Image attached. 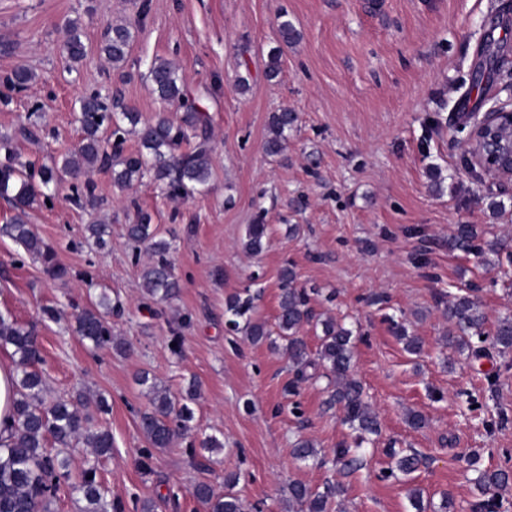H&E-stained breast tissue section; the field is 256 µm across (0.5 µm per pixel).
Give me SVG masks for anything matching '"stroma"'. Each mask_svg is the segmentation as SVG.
<instances>
[{"mask_svg":"<svg viewBox=\"0 0 512 512\" xmlns=\"http://www.w3.org/2000/svg\"><path fill=\"white\" fill-rule=\"evenodd\" d=\"M504 2L0 0V137H10L21 159L48 164L73 151L82 138L74 104L94 91H120L146 120L160 111L179 115L177 104L151 92L146 73L156 58L177 65L188 95L210 117L208 194L172 200L149 177L122 189L104 165L90 175L99 212L62 195L29 210V224L68 269L66 280L50 279L39 261L0 238V311L34 326L50 398L86 389L111 404L109 414L93 416L112 433L111 455L71 449L72 474L95 466L125 512H140L146 500L155 512H203L192 486L206 478L223 491L230 473L240 476L235 493L258 512H285L292 481L340 483L343 512H413V487L436 506L450 495L448 512H472L480 494L469 456L478 454L481 468L512 471V352L474 362L443 339L444 308L457 287L476 289L487 328L512 314V213L497 218L486 207L492 195L512 206V184L468 164L473 121L459 110L486 53L512 69V9ZM281 12L299 33L288 45L277 32ZM129 21L133 39L116 68L101 51L104 31ZM74 23L86 51L78 63L62 53ZM275 49L281 71L270 80ZM20 69L35 75L22 98L7 84ZM242 77L247 86H239ZM285 108L296 113V128L284 151L271 155L268 120ZM34 112L41 116L35 137L19 136ZM432 165L445 178L438 193L427 177ZM140 210L173 245L181 290L168 302L145 298L149 256L133 257L125 238ZM96 217L110 228L102 250L84 238ZM257 222L266 224L269 243L252 256L240 243ZM292 224L297 234H289ZM459 224L500 242L493 264L449 251ZM287 266L311 289L316 312L357 332L353 373L381 426L358 470L335 460L355 434L339 409L326 408V379L300 387L302 413L293 415L286 358L225 327L226 299L247 287L261 289L257 311L274 322ZM103 288L124 306L112 328L126 352L93 349L75 332L78 305ZM46 307L58 310L57 320L44 318ZM399 313L421 336L420 355L394 336L388 318ZM143 372L175 397L198 380L191 433L217 436L223 448L193 457L183 438L149 448L137 417L149 405L136 382ZM411 410L425 416L424 427L407 424ZM300 438L322 451L325 467L292 458ZM390 446L416 449L427 462L411 477L380 479ZM146 452L144 470L138 461Z\"/></svg>","mask_w":512,"mask_h":512,"instance_id":"35a3bbf8","label":"stroma"}]
</instances>
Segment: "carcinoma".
Returning a JSON list of instances; mask_svg holds the SVG:
<instances>
[{
	"instance_id": "1",
	"label": "carcinoma",
	"mask_w": 512,
	"mask_h": 512,
	"mask_svg": "<svg viewBox=\"0 0 512 512\" xmlns=\"http://www.w3.org/2000/svg\"><path fill=\"white\" fill-rule=\"evenodd\" d=\"M278 33L285 43L297 37L287 13L278 16ZM132 39L128 24L108 25L102 51L113 65L126 60ZM67 59L77 63L85 56L84 44L71 26L64 43ZM152 92L165 102H176L182 115L174 120L164 113L152 121H143L133 108L116 111L118 101L91 94L79 99V121L83 137L72 153L50 165L38 169L39 181L33 180L34 164L22 162L13 155L11 139L0 140L8 164L0 169V197L11 203L16 214L8 224L0 226V234L12 239L35 259L54 279L63 280L68 271L56 262L55 252L44 243L27 224L26 208L38 197H49L61 182V175H84L100 166L112 168V180L121 188H130L151 173L172 198H187L209 190L213 176L211 148L207 127L209 117L189 99L178 68L166 60H154L149 67ZM297 115L283 109L269 118L270 135L266 149L272 154L280 152L291 132L295 129ZM112 128L114 137L111 149L102 145L100 131L103 126ZM133 135L139 149L124 153L126 137ZM73 199L80 206L92 211L99 206L97 196L89 183L73 187ZM87 240L97 246L106 243V225L98 220L85 228ZM127 238L135 249L143 248L151 255V261L141 272L145 294L158 301H169L178 296L180 284L170 261L172 243L158 237L152 228L151 217L139 213L137 221L127 225ZM479 234L475 226L460 224L448 239V249L463 252L498 254L496 244H477ZM267 244L266 225L250 224L246 228L243 249L250 255L260 254ZM282 288L279 295L276 330L265 321L254 317V296L245 291L231 296L225 303L224 315L230 330L246 336L252 343L270 341L277 335L284 341L281 350L294 371L293 379L286 386L290 395L298 393L301 383L314 377L308 369H322L328 378V407H338L342 422L358 433L353 448L336 449V459L345 461L348 468H358L362 459L358 455L369 436L379 433L375 411L365 397L364 389L351 372L353 358V330L339 324L331 317H322L310 307V294L297 285L296 272L288 267L281 273ZM121 304L112 302L102 291L89 299L87 305L75 317V331L96 349L119 346L112 336L110 317L119 312ZM448 319L447 345L458 352H468V357L479 360L488 356V347L500 353L512 350V315L500 318L493 330L485 329V314L478 299L471 294H456L448 301L445 312ZM395 337L404 350L417 355L421 351V339L409 331L404 320H391ZM320 331L316 356H311L303 334L304 327ZM0 346L12 348L17 371L16 398L13 407V438L0 446V512H55L61 487L69 490L76 512H124L123 503L110 497L94 478L96 471L90 466L84 469L78 480H71L70 458L64 455L67 448L84 445L93 449L98 457L112 453V434L105 427H94L89 416L81 413L87 396L78 391L68 398L47 400V380L39 369L41 351L33 328L19 323L9 312H0ZM147 386L149 407L139 415V426L146 441L154 448H166L173 440L189 429L193 412L188 403L201 393L200 383L192 380L180 399L170 396L148 377L141 378ZM61 451L51 454L48 442ZM293 457L304 464L322 466L324 455L307 439L299 440L292 449ZM390 459L387 472L382 477H407L424 464L423 456L415 450L387 449ZM474 484L485 494L509 481V473L501 469H476ZM238 475L224 477L225 492L218 493L207 481L197 482L192 496L201 503L205 512H252L243 499L233 492ZM340 484L327 483L320 489H312L302 482L288 485V499L299 504L304 512H331L333 500L340 496Z\"/></svg>"
}]
</instances>
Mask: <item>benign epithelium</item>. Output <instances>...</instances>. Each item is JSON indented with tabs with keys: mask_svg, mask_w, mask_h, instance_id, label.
<instances>
[{
	"mask_svg": "<svg viewBox=\"0 0 512 512\" xmlns=\"http://www.w3.org/2000/svg\"><path fill=\"white\" fill-rule=\"evenodd\" d=\"M466 151L494 179L512 184V109L494 106L477 118Z\"/></svg>",
	"mask_w": 512,
	"mask_h": 512,
	"instance_id": "7a95c632",
	"label": "benign epithelium"
}]
</instances>
